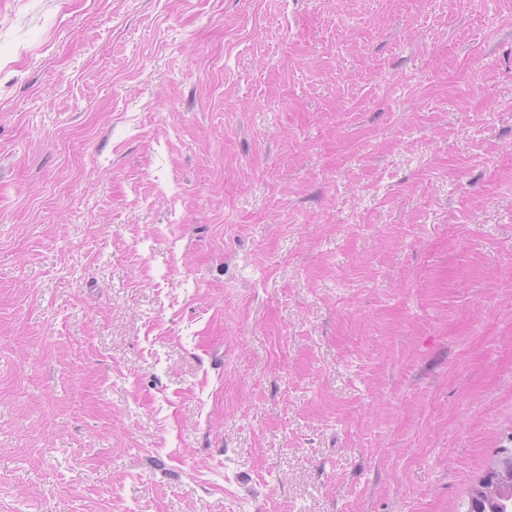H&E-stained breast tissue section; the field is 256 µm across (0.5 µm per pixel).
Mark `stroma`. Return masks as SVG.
Wrapping results in <instances>:
<instances>
[{"label": "stroma", "mask_w": 512, "mask_h": 512, "mask_svg": "<svg viewBox=\"0 0 512 512\" xmlns=\"http://www.w3.org/2000/svg\"><path fill=\"white\" fill-rule=\"evenodd\" d=\"M512 448V0H0V512H468Z\"/></svg>", "instance_id": "35a3bbf8"}]
</instances>
